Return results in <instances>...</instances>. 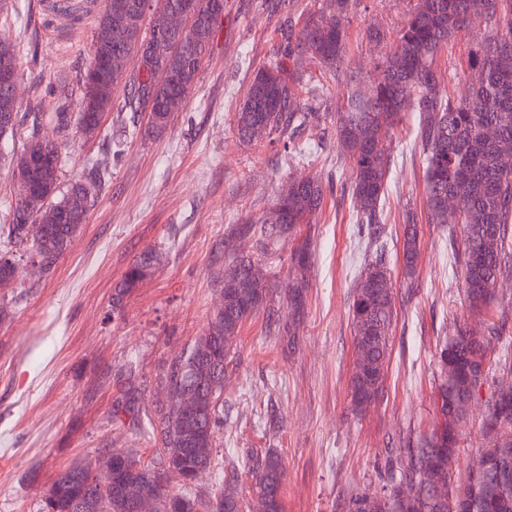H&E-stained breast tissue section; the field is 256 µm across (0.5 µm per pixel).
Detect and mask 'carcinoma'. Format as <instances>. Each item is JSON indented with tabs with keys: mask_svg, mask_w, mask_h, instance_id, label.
<instances>
[{
	"mask_svg": "<svg viewBox=\"0 0 512 512\" xmlns=\"http://www.w3.org/2000/svg\"><path fill=\"white\" fill-rule=\"evenodd\" d=\"M112 22L138 32L147 0H111ZM210 0H197L198 19L180 47L155 43L166 34L165 17L151 15L142 41L156 44L151 72L164 76L151 86L156 107L148 130L161 134L180 111L195 86L203 59L210 55L220 21L209 12ZM347 0H323L317 19L307 22L296 41H286L288 58L311 55L324 66L338 68L343 54ZM475 18L489 23L493 35L475 53L477 76L469 97L451 96L435 65L443 45ZM112 84L129 86L122 112H145L140 74L131 69L135 48L112 45ZM376 96H349L336 113V140L354 174L352 199L356 221L367 225L370 241L383 235V201L394 164L388 138L405 113H418L415 142L425 170L426 206L434 224H456L451 237L455 273L461 280L466 312L481 315L492 304L496 283L512 276V0H418L416 11L401 29L396 45L379 63ZM293 74L284 61L259 68L236 114L239 138L251 142L288 139L285 151L301 157L293 127L296 113ZM31 112L21 119L9 91L0 89V139L23 130V152L66 157L68 140L47 139L41 127L53 123L60 131L71 123L87 133L99 128L101 113ZM109 162L97 159L87 173L55 197L60 167L13 169L19 186L37 185L40 193L18 200L9 223L0 225L5 249L0 251V288L15 278L16 257H27L45 273L64 256L79 235L102 187ZM85 197L84 211L72 213L68 199ZM324 186L314 178L288 182L287 196H278L256 222L240 224L224 242L230 261L224 268V308L216 311L205 333L172 360L164 374L166 399L154 401L143 422L135 414V387L125 390L122 409L141 432L159 445L158 457L146 464L122 451L108 478L91 476L76 463L56 478L42 499L40 512H139L149 502L152 512H244L246 504L231 486L218 494L197 489L199 475L215 465L213 445L224 428V375L236 368L232 339L243 324L265 311L277 316L274 294L283 291L291 317L306 300L311 268V242L290 253L288 281L280 282L261 264V257L283 250L300 224L312 223L324 203ZM403 242V262L412 271L418 259V230L413 216ZM157 261L147 253L131 264L116 285L112 311L120 312L129 291L143 281ZM396 300L385 252L365 263L353 289V342L368 340L367 363L354 368L348 394L356 412L375 403L389 359ZM441 366L435 406L441 424L430 433L410 434L399 442V460L387 483L358 489L345 498L342 512H512V384L497 386L486 401L483 432L487 443L472 455L467 481L457 485L452 465L458 451V427L473 402L480 399L491 365V341L473 332L467 320L455 325L437 348ZM231 481L251 477L253 496L264 512H283L285 466L273 448H255L244 458L225 454Z\"/></svg>",
	"mask_w": 512,
	"mask_h": 512,
	"instance_id": "carcinoma-1",
	"label": "carcinoma"
}]
</instances>
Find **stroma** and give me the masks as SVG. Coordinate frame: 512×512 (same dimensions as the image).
I'll return each instance as SVG.
<instances>
[{
  "label": "stroma",
  "instance_id": "1",
  "mask_svg": "<svg viewBox=\"0 0 512 512\" xmlns=\"http://www.w3.org/2000/svg\"><path fill=\"white\" fill-rule=\"evenodd\" d=\"M224 3L221 32L183 110L157 137L147 133V113H139L71 249L49 274L20 271L12 286L0 288V512H39L42 496L72 464L114 450L137 451L146 462L156 457V446L135 426L112 421L124 372L134 367L139 414L150 415L168 364L213 315L225 238L235 225L260 218L291 177L313 176L326 186L322 211L288 240L292 249L307 238L315 247L301 324L291 343L269 331L262 313L241 328L238 369L224 382L215 456L230 448L277 449L287 471L284 512H340L345 496L386 479L391 439L427 431L437 420V339L452 331L465 307L451 270L450 231L427 220L413 112L391 138L395 163L383 211L396 294L390 362L382 394L366 414L355 415L347 395L353 286L372 250L353 212L352 170L336 148V114L352 92L377 79L379 56L391 49L417 0H348L340 67L300 58L296 109L316 113L305 135L317 146L299 165L281 144L239 140L236 113L257 69L277 60L283 32L300 33L322 0ZM0 6L20 20L18 27H0V39L19 51V112L77 114L79 80L104 0L66 19L46 13L42 0H0ZM488 35L484 20H476L438 57L456 98L467 95L475 52ZM126 93L115 87L114 108L103 114L99 133L86 136L70 126L59 192L105 155V135ZM409 212L420 241L411 277L402 260ZM148 251L157 254L151 274L113 313L116 284ZM411 280L420 285L412 297ZM502 321L507 327L492 346L489 391L500 368L512 364V279L497 283L485 319L473 327L483 333ZM483 417L482 404H473L460 427L455 479L465 478L472 449L485 443Z\"/></svg>",
  "mask_w": 512,
  "mask_h": 512
}]
</instances>
